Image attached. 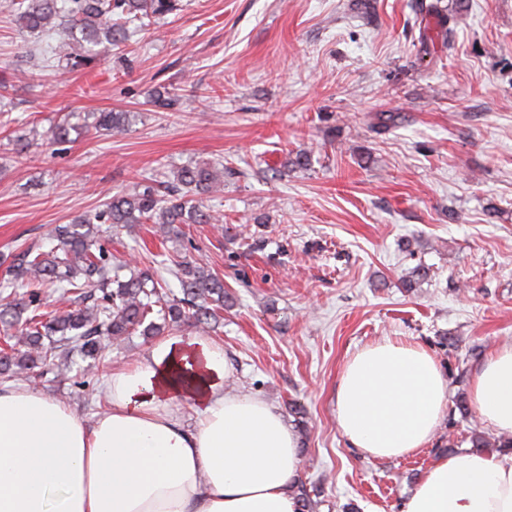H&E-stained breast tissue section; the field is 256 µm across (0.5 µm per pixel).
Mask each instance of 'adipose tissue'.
Instances as JSON below:
<instances>
[{"mask_svg": "<svg viewBox=\"0 0 512 512\" xmlns=\"http://www.w3.org/2000/svg\"><path fill=\"white\" fill-rule=\"evenodd\" d=\"M231 375L221 346L171 336L112 373L109 407L91 422L27 384L0 387V512H298L297 437ZM446 391L426 349L371 344L340 373L338 429L373 458L407 456L430 441ZM177 400L192 404L193 427L173 412ZM471 400L512 436V346L474 368ZM402 512H512V453L440 458Z\"/></svg>", "mask_w": 512, "mask_h": 512, "instance_id": "obj_1", "label": "adipose tissue"}]
</instances>
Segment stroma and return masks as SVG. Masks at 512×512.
Here are the masks:
<instances>
[{
  "instance_id": "1",
  "label": "stroma",
  "mask_w": 512,
  "mask_h": 512,
  "mask_svg": "<svg viewBox=\"0 0 512 512\" xmlns=\"http://www.w3.org/2000/svg\"><path fill=\"white\" fill-rule=\"evenodd\" d=\"M0 0V280L15 254L50 251V227L185 165L223 164L203 195L222 229L109 231L111 265L136 258L172 291L197 262L230 300L207 334L235 388L294 429L314 512H401L449 440L497 433L470 399L471 373L512 345V0H440L449 45L421 59L414 0H177L92 71L32 67V38ZM176 97L162 109L151 92ZM126 112L123 136L48 131L65 114ZM310 153L293 165L298 150ZM383 339L434 357L447 400L431 441L396 459L352 448L336 425L345 363ZM106 344L103 373L73 359L46 396L104 412V374L153 346Z\"/></svg>"
}]
</instances>
